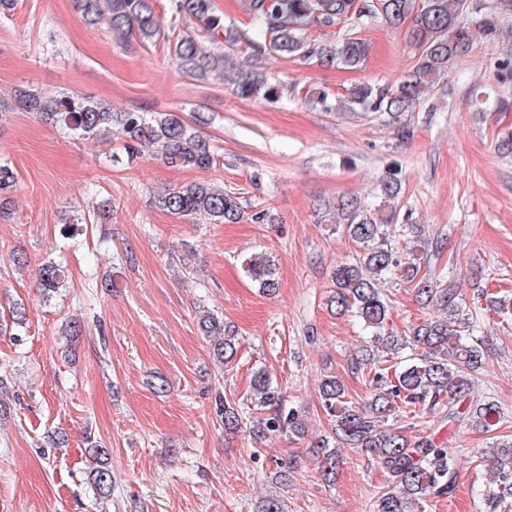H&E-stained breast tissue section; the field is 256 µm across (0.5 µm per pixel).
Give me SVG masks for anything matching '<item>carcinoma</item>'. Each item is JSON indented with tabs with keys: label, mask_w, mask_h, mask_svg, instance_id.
Here are the masks:
<instances>
[{
	"label": "carcinoma",
	"mask_w": 512,
	"mask_h": 512,
	"mask_svg": "<svg viewBox=\"0 0 512 512\" xmlns=\"http://www.w3.org/2000/svg\"><path fill=\"white\" fill-rule=\"evenodd\" d=\"M73 9L88 26L106 24L121 42L166 46L178 69L199 80L217 79L244 99L278 100L296 95L295 86L283 85L266 72L274 55L323 67L364 64L370 44L347 28L374 23L399 26L409 23V42L418 53L416 64L399 79L383 84L358 83L339 96L324 88L308 94L325 110L388 113L415 112L433 99L452 64L470 51L474 34L465 17L480 15L478 34L488 45L506 43L497 60L496 80L512 81L511 39L503 37L501 19L512 16V0H246V20L227 19L214 0H167L169 26L161 23L157 0H72ZM346 28L335 41L311 38L309 31ZM20 109L81 139L100 137L116 128L123 134L124 150L133 161L144 154L172 167L206 170L215 163L209 142L175 112L148 114L115 111L112 105L79 94L51 95L25 92L16 98ZM12 162L0 158V214L8 205L3 194L16 185ZM401 183L398 171L380 181L381 203L376 207L356 198L338 199L324 207L356 246V259L336 266L330 302L339 314L356 317L391 359L377 361L373 349L355 360L354 369L373 386L370 400L357 407L336 376L320 386L322 406L332 422L336 440L373 460L387 478V490L373 503V512H413L435 498H451L457 489L460 461L455 451L429 435L410 439L401 419L412 423L428 415L438 422L469 420L485 432L501 427L503 408L494 400L473 395L483 366L485 337L476 335L481 313L466 310L457 288L432 269L439 247L426 248L422 229L410 215H399L392 201ZM152 203L172 215L190 216L204 224H238L245 210L240 197L206 181L168 187L153 195ZM404 235L418 247L402 253L396 237ZM246 276L264 292L278 288L275 269L264 256L243 261ZM402 278L425 305L443 315L414 326L410 334L387 329L391 305L379 284ZM37 280L42 295L52 296L62 286L64 271L53 262L42 264ZM198 326L209 338L213 355L229 363L236 354L234 334L224 320L202 311ZM251 404L259 418L252 420L228 400H219L224 431L249 427L259 438L287 432L302 437L305 427L298 412L287 405L269 376L253 377ZM319 472L326 480L336 474V449L322 443ZM96 467L90 484L97 495L112 492L108 451L92 447ZM482 455L496 474L477 492L480 512H512V438L498 442Z\"/></svg>",
	"instance_id": "obj_1"
}]
</instances>
